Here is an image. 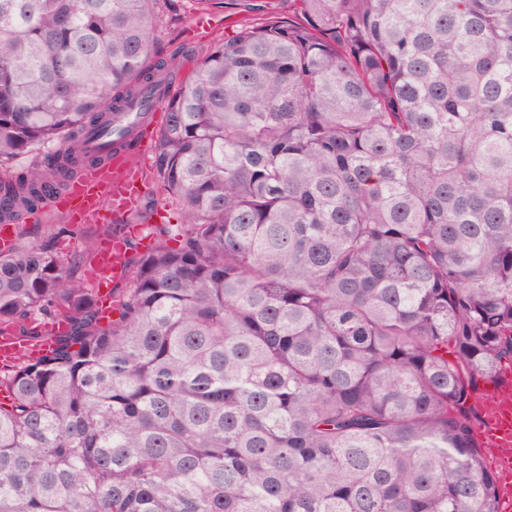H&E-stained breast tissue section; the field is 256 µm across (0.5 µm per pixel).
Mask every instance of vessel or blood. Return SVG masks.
I'll return each mask as SVG.
<instances>
[{"label":"vessel or blood","instance_id":"1","mask_svg":"<svg viewBox=\"0 0 512 512\" xmlns=\"http://www.w3.org/2000/svg\"><path fill=\"white\" fill-rule=\"evenodd\" d=\"M151 147V141L139 139L134 148L114 152L105 163L85 169L65 193L48 199L45 212L61 214L67 223L82 226L111 224L117 216L138 211L149 183L133 152ZM128 260L123 233L102 238L90 276L101 285L121 282L127 273ZM486 413L489 426L499 435L500 447H511L512 395L506 393L490 402Z\"/></svg>","mask_w":512,"mask_h":512}]
</instances>
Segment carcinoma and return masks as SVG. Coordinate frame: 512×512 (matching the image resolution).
I'll return each mask as SVG.
<instances>
[{"mask_svg": "<svg viewBox=\"0 0 512 512\" xmlns=\"http://www.w3.org/2000/svg\"><path fill=\"white\" fill-rule=\"evenodd\" d=\"M166 2L0 0V336L51 342L0 367V512H500L512 0H298L160 57ZM186 68L153 163L182 220L104 319L97 242L20 220ZM486 413V420L489 426L493 428L500 437V447L510 448L512 446V396L510 393V384L502 397L489 403Z\"/></svg>", "mask_w": 512, "mask_h": 512, "instance_id": "1", "label": "carcinoma"}]
</instances>
